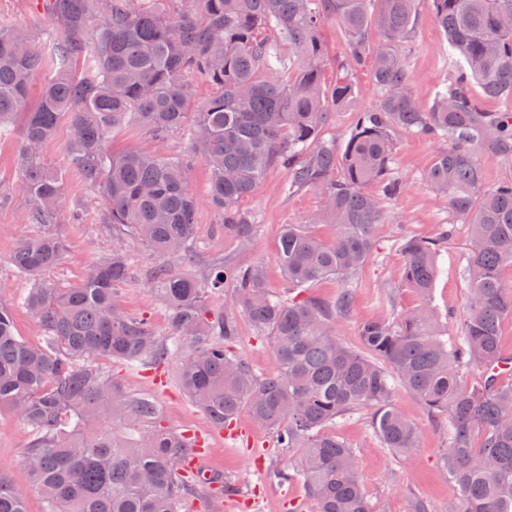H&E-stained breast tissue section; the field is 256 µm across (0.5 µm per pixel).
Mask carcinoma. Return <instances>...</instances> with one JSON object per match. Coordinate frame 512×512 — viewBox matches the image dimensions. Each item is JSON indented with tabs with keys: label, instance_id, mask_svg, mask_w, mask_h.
Returning <instances> with one entry per match:
<instances>
[{
	"label": "carcinoma",
	"instance_id": "carcinoma-1",
	"mask_svg": "<svg viewBox=\"0 0 512 512\" xmlns=\"http://www.w3.org/2000/svg\"><path fill=\"white\" fill-rule=\"evenodd\" d=\"M166 2L109 0L98 19L97 0H53L50 16L62 27L44 51L21 29L0 27V136L26 105L35 76L46 73L16 147L20 187L33 202L29 220L45 230L21 240L11 256L31 283L21 303L42 324L44 345L18 336L11 309L0 305V411L17 414L34 432L25 460L43 512H182L191 492L178 471L189 441L157 427L135 436L115 428L151 423L157 410L128 397L99 360L136 366L170 353L116 300L131 279L125 251L113 249L68 288L51 277L65 250L53 226L68 168L105 199L117 240L136 239L164 261L186 255L195 235L190 165L155 147L181 130L209 168L224 235L241 246L254 235L242 203L273 165L288 168L290 188L323 196L310 223L336 228L324 241L289 224L279 249L288 291L334 281L330 300L272 294L256 264L219 265L203 280L166 264L155 269L153 292L170 312L173 335L195 343L179 372L192 403L220 426L244 410L272 429L280 447L296 451L287 479L302 484L317 512H372L353 449L324 428L372 408L384 447L413 454L417 429L392 404L402 385L448 421L443 463L457 487V512H512V384L490 371L505 355L501 323L512 315V289L502 282L503 268L512 267V177L487 187L481 170L483 156L512 165V108L485 112L472 92L476 84L483 95L512 103V0H428L460 56L430 106L412 96L401 50L419 0H193L195 10L179 13ZM326 20L345 31L350 48L329 85L317 37ZM372 30L380 41L369 40ZM368 61L378 104L357 113L344 142L326 137L330 112L353 98L349 75ZM196 78L213 88L203 100L195 96ZM64 117L65 167L54 168L36 149ZM127 125L150 141L109 151L112 132ZM398 130L447 142L424 181L469 226L467 305L453 345L431 305L452 224L435 238L402 244L403 281L420 298L415 308L394 322L363 321L356 346L336 334V321L352 308L353 276L386 223L383 201L403 188L391 167ZM218 291L228 293L229 310L213 320L207 298ZM238 311L270 340L274 373L258 377L228 353ZM465 364L481 369L478 380L463 379ZM0 512H27L1 470Z\"/></svg>",
	"mask_w": 512,
	"mask_h": 512
}]
</instances>
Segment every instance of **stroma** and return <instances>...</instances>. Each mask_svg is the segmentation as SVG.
Wrapping results in <instances>:
<instances>
[{
  "label": "stroma",
  "mask_w": 512,
  "mask_h": 512,
  "mask_svg": "<svg viewBox=\"0 0 512 512\" xmlns=\"http://www.w3.org/2000/svg\"><path fill=\"white\" fill-rule=\"evenodd\" d=\"M37 3L38 0H0V24L22 28L41 47L59 23L39 11ZM402 49L408 61L412 94L422 104H431L437 85L447 80L457 58L450 54L448 41L433 19L429 0H422L415 30L403 42ZM353 83V101L346 109L331 113L326 128L327 133L340 140L347 137L356 112L375 107L380 97L370 67L357 71ZM22 129L23 117L15 115L8 135L0 137V303L12 307L19 336L40 346L44 343V330L19 302L29 283L16 275L10 264L19 240L42 230L41 225L26 222L33 203L18 188L20 172L15 150ZM443 145L440 138L397 133L393 168L406 186L395 201L387 203L389 222L380 227L373 253L355 279L352 311L337 326L342 342L356 344L358 327L366 319L397 314L417 305L416 294L400 280L404 264L401 244L409 237L435 236L440 226L452 218L447 200L431 193L424 183V174ZM209 181L207 166L201 159H194L189 187L197 200V253L192 261L177 263V270L199 278L218 263H258L264 268L267 288L277 294L286 293L288 283L278 258L284 226L302 224L323 239L333 236L331 225L310 221L323 206L321 195L312 189L289 192L287 170L270 166L243 204L255 224L253 243L244 250L225 236L223 214L209 198ZM103 217L100 195L76 171H67L64 211L56 227L66 241V251L53 272L60 286L79 282L118 244ZM468 233L467 225H457L453 240L442 247L440 271L432 290V303L452 339L459 334L467 299L464 268ZM121 244L129 259L132 281L120 287V304L145 319L161 340L171 342L169 312L151 291L150 277L160 264L159 258L142 243L127 240ZM238 323L239 338L231 343V350L255 374L275 372L277 362L267 337L259 335L246 317H239ZM180 361V354H175L159 365L130 369L107 360L103 366L112 371L128 395L154 402L157 426L194 437L208 448L207 466L222 473L225 483L244 500L240 512H315L316 505L303 486L282 477L293 459L292 451L278 447L271 430L244 415L238 423L246 428V435L235 445L225 440L222 429L183 392L178 381ZM159 374L165 376L166 386L157 384L155 377ZM394 403L419 431L421 446L412 457L399 458L384 448L372 428V411L368 408L338 420L327 431L354 449L372 512H412L418 498L429 502L431 512H455L457 489L442 470L448 446L446 421L428 413L405 388H397ZM32 439L31 428L16 414L0 411V469L13 488L25 495L28 512H42L41 497L32 486L25 462V450Z\"/></svg>",
  "instance_id": "obj_1"
}]
</instances>
